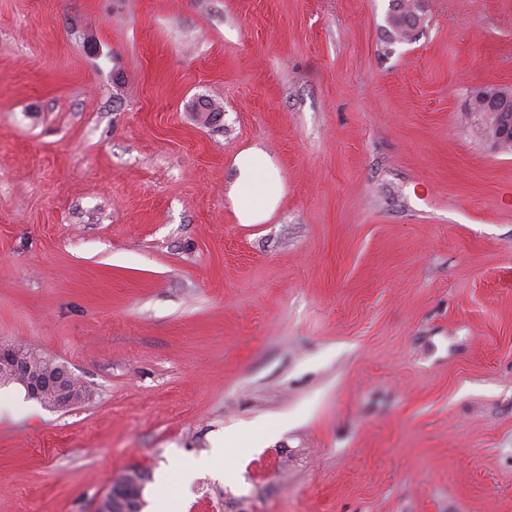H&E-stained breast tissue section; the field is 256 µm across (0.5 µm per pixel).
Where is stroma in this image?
I'll list each match as a JSON object with an SVG mask.
<instances>
[{
    "instance_id": "1",
    "label": "stroma",
    "mask_w": 512,
    "mask_h": 512,
    "mask_svg": "<svg viewBox=\"0 0 512 512\" xmlns=\"http://www.w3.org/2000/svg\"><path fill=\"white\" fill-rule=\"evenodd\" d=\"M423 4L0 0V345L89 392L0 387V512H512V0ZM481 101L487 109L495 112H485L484 120L481 124V133L492 142L497 140L498 134V114L502 112L501 119V137L512 138V88L510 87H488L476 91L470 99ZM236 167L237 179L229 191L235 212L243 224L260 223L276 207L280 186L278 172L256 148L241 152L236 158ZM135 470H129L120 478L113 481L108 493L101 500L98 512H112L116 510L119 504H123L125 512H142V497L140 493L136 497H132L129 491L134 485L139 486L140 481L134 476ZM130 505L128 506V504Z\"/></svg>"
}]
</instances>
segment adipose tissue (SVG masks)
Listing matches in <instances>:
<instances>
[{
	"label": "adipose tissue",
	"mask_w": 512,
	"mask_h": 512,
	"mask_svg": "<svg viewBox=\"0 0 512 512\" xmlns=\"http://www.w3.org/2000/svg\"><path fill=\"white\" fill-rule=\"evenodd\" d=\"M237 179L229 196L241 223L257 224L274 211L280 180L276 169L259 149L251 148L236 158Z\"/></svg>",
	"instance_id": "1"
}]
</instances>
